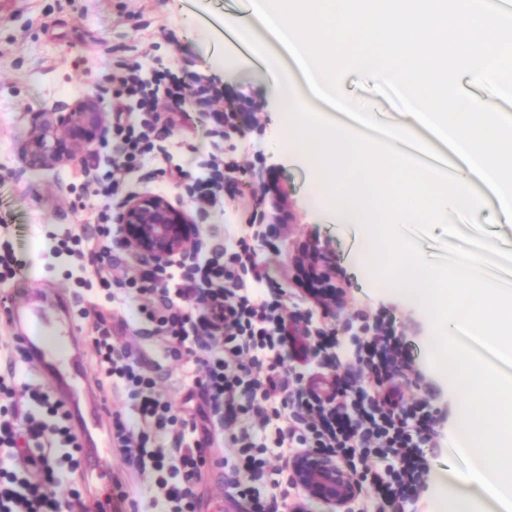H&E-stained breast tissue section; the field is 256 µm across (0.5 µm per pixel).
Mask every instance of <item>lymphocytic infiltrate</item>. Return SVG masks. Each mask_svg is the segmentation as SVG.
I'll return each mask as SVG.
<instances>
[{
    "label": "lymphocytic infiltrate",
    "instance_id": "lymphocytic-infiltrate-1",
    "mask_svg": "<svg viewBox=\"0 0 512 512\" xmlns=\"http://www.w3.org/2000/svg\"><path fill=\"white\" fill-rule=\"evenodd\" d=\"M109 80L117 159L94 166L87 187L96 200L101 242L91 246L85 230L73 229L59 237L55 250L74 258L86 248L94 250L91 276L104 301L81 312L92 318L95 330L94 382L105 393L124 390L133 401L132 416H112L113 447L138 471L154 474L151 504L161 512H201L197 486L216 428L224 429L237 450V471L251 479L247 485L230 482L246 512H274L258 487L270 478V456L286 462L309 450L333 456L357 477L361 492L355 512H390L422 474L421 447L435 435L428 402L408 403L400 393L413 373L401 338L389 323L361 319L354 364L322 393L305 385V373L291 365L306 354L295 347L280 287L258 261L249 232L181 272L132 273L113 264V197L155 151L168 161L171 178H184L165 140L183 106L210 107L221 90L213 82L193 90L171 69L148 74L139 61L126 59L113 64ZM163 96L170 101L164 113L159 110ZM135 110L142 119H132ZM244 173L234 160H213L195 180L199 207L213 205L217 191L236 185ZM133 294L152 295L138 315L151 336L165 341L166 354L188 356L202 366L194 383L209 398L214 424L178 417L139 355L112 343L107 327L112 304ZM192 298L203 305L195 319L185 309ZM0 354L10 369L0 375V451L11 460L0 468V512H68L72 506L84 512L78 489L66 500L50 490L62 475H77L80 468L66 412L44 386L17 384L14 341L0 344ZM161 432L168 433V446L155 444Z\"/></svg>",
    "mask_w": 512,
    "mask_h": 512
}]
</instances>
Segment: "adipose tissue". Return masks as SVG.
Segmentation results:
<instances>
[{"label": "adipose tissue", "mask_w": 512, "mask_h": 512, "mask_svg": "<svg viewBox=\"0 0 512 512\" xmlns=\"http://www.w3.org/2000/svg\"><path fill=\"white\" fill-rule=\"evenodd\" d=\"M503 22L480 0H239L224 18L226 48L278 96L289 153L303 160L330 220L352 225L356 257L377 256L403 301L429 307L448 336L433 364L459 410L466 469L439 479L435 512H512V288L460 253L453 272L435 270L412 245L383 253L392 224L446 225L449 209L483 222L478 184L497 186L494 221L512 223V102L500 68ZM363 70L398 97L405 118L376 146L336 124L351 110L347 84ZM496 91L495 100L482 96ZM417 199L415 212L396 210ZM392 224H376V213Z\"/></svg>", "instance_id": "ef3b65f1"}]
</instances>
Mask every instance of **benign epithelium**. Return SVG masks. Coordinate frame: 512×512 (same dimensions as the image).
Returning <instances> with one entry per match:
<instances>
[{
    "instance_id": "1",
    "label": "benign epithelium",
    "mask_w": 512,
    "mask_h": 512,
    "mask_svg": "<svg viewBox=\"0 0 512 512\" xmlns=\"http://www.w3.org/2000/svg\"><path fill=\"white\" fill-rule=\"evenodd\" d=\"M260 110L261 106L247 97L224 96V111L236 113L241 126L253 124V115ZM30 124V133L19 144L17 153L23 166L39 170L90 161L108 131L106 113L100 110L93 94H85L70 104L54 103L32 114ZM251 179L252 186L269 198V209L261 210L255 223H291L286 192L273 185L261 169L251 171ZM112 221L116 224V241L157 269L187 267L197 259L201 243L196 218L179 198L173 201L149 191L129 193L116 208ZM289 258L298 281L308 284L313 302L326 315L336 313L342 299L336 297V288L328 285L330 263L320 246H295ZM290 472L296 487L327 504L330 512H348L358 495L354 477L316 451L294 460Z\"/></svg>"
}]
</instances>
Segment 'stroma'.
Returning a JSON list of instances; mask_svg holds the SVG:
<instances>
[{"mask_svg":"<svg viewBox=\"0 0 512 512\" xmlns=\"http://www.w3.org/2000/svg\"><path fill=\"white\" fill-rule=\"evenodd\" d=\"M229 0H0V245L9 244L22 268L6 282L8 290L24 289L28 297L51 307L55 296L68 300L77 316L75 333L90 334L91 319L79 318L80 309L94 298L80 284L91 256L74 259L53 252V234L95 221V213L84 193V166L69 164L49 171L25 169L18 160L17 147L29 132V118L55 102L70 103L84 94H96L101 109L112 101L107 80L113 60L138 59L145 68L156 60L183 69L185 75L198 74L222 81L231 95H246L260 103L257 117L261 132L241 129L231 141L217 136L209 113L186 112L169 138L174 161L189 178H196L216 149H233L235 159L249 170L269 171L273 183L287 192L294 221L281 230L275 247L260 248L259 258L284 290L286 315L313 311V323L337 331L336 351L342 363L354 359V331L357 314L382 318L401 336L406 354L421 374L417 384L403 386L406 401L427 398L439 409L437 436L421 450L429 466L424 488L404 501L402 512H430L434 480L448 467V451L456 437L453 418L457 403L432 372L435 356L428 341L437 329L427 312L392 297L388 283L370 277L356 267L352 235L324 223L315 207L317 193L303 163L284 149L280 128V102L260 80L243 79L225 63L224 7ZM351 96L366 104L388 122L398 117L399 106L392 93L376 88L365 74H353ZM255 194L250 180L239 182L226 193L220 208L199 216L198 238L203 252L214 244L229 242L244 223ZM409 241L419 243L429 260L441 266L448 260L449 245L475 250L481 232L470 231L449 241L441 228L409 224ZM316 239L336 259L337 287L343 288V305L335 318L314 311L292 282L288 246ZM140 298L114 305L109 323L112 340L120 346L139 350L146 370L158 380V388L183 416L209 411L210 403L192 377L202 370L183 359L163 354L160 341L145 337L136 321ZM236 464V450L223 441L210 450L199 491L203 512H243L228 492L226 478ZM122 484L129 501L140 512H155L152 474H141L128 465L120 453H113L99 485L111 481Z\"/></svg>","mask_w":512,"mask_h":512,"instance_id":"1","label":"stroma"}]
</instances>
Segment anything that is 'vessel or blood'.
Wrapping results in <instances>:
<instances>
[{
	"label": "vessel or blood",
	"mask_w": 512,
	"mask_h": 512,
	"mask_svg": "<svg viewBox=\"0 0 512 512\" xmlns=\"http://www.w3.org/2000/svg\"><path fill=\"white\" fill-rule=\"evenodd\" d=\"M56 307L64 313L65 320L55 326L25 302L11 301L0 315L13 326L22 356L34 363L53 387L78 434L77 442L88 459L83 476L90 512H118L119 490L111 488L101 494L96 487V462L112 453L107 431L111 410L106 400L87 401L81 388L85 378L84 357L78 337L71 334L74 315L68 302H57Z\"/></svg>",
	"instance_id": "1"
}]
</instances>
